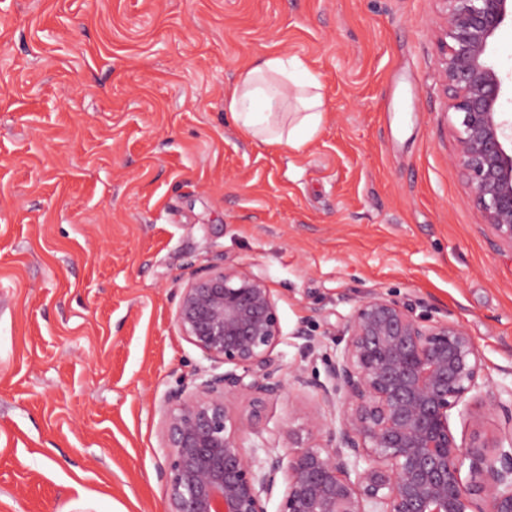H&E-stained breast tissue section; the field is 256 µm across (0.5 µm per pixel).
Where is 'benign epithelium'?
<instances>
[{"label":"benign epithelium","instance_id":"1","mask_svg":"<svg viewBox=\"0 0 512 512\" xmlns=\"http://www.w3.org/2000/svg\"><path fill=\"white\" fill-rule=\"evenodd\" d=\"M441 2L439 78L456 114L455 160L482 225L512 249V117L489 58L512 0ZM174 323L211 368L165 399L164 512H267L275 491L279 512H512V389L492 402L507 430L486 436L475 399L490 380L458 322L370 294L328 328L338 349L325 379L295 368L285 382L271 359L282 329L268 280L215 263L181 289ZM295 336L304 356L315 353L316 335ZM292 388L316 392L330 421L288 418L277 433L288 446L248 444L267 400ZM240 391L252 395L246 416L231 406ZM455 413L473 429L467 440L451 428Z\"/></svg>","mask_w":512,"mask_h":512}]
</instances>
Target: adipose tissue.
Masks as SVG:
<instances>
[{
    "mask_svg": "<svg viewBox=\"0 0 512 512\" xmlns=\"http://www.w3.org/2000/svg\"><path fill=\"white\" fill-rule=\"evenodd\" d=\"M224 109L244 137L299 153L323 122L325 100L318 76L283 54L244 72L225 93Z\"/></svg>",
    "mask_w": 512,
    "mask_h": 512,
    "instance_id": "ef3b65f1",
    "label": "adipose tissue"
}]
</instances>
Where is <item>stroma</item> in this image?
I'll use <instances>...</instances> for the list:
<instances>
[{
	"mask_svg": "<svg viewBox=\"0 0 512 512\" xmlns=\"http://www.w3.org/2000/svg\"><path fill=\"white\" fill-rule=\"evenodd\" d=\"M438 0H0V512H163L164 400L209 362L179 333L211 262L267 277L281 372L382 293L472 336L512 385V250L453 158ZM300 58L326 102L300 153L224 110ZM321 335L300 352L298 329ZM314 392L271 399L296 424Z\"/></svg>",
	"mask_w": 512,
	"mask_h": 512,
	"instance_id": "35a3bbf8",
	"label": "stroma"
}]
</instances>
